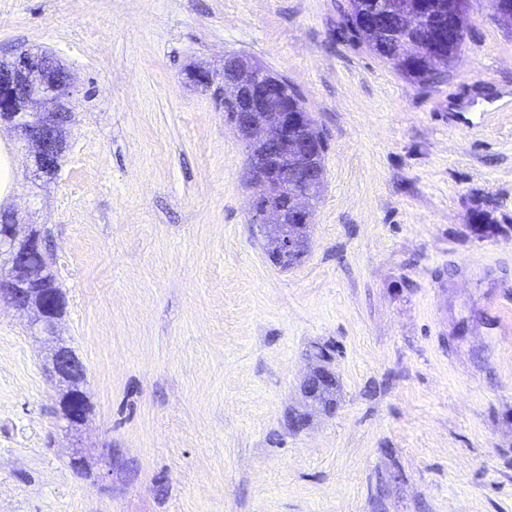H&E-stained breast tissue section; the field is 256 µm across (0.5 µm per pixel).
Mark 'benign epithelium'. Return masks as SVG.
Returning <instances> with one entry per match:
<instances>
[{
  "instance_id": "1",
  "label": "benign epithelium",
  "mask_w": 512,
  "mask_h": 512,
  "mask_svg": "<svg viewBox=\"0 0 512 512\" xmlns=\"http://www.w3.org/2000/svg\"><path fill=\"white\" fill-rule=\"evenodd\" d=\"M432 20L439 38L434 46L437 53L445 54V47L451 45L454 53H459L463 36L455 12H438ZM415 25V17L379 5L361 11L357 28L392 31ZM190 78L203 87L221 79L224 98L236 104L234 127L258 149L248 158L254 186L252 212L266 229L270 257L287 252L301 233L309 231L314 202L323 184L321 175L306 169L303 162L324 149V140L314 134L298 136L302 127L315 128L311 113L289 103L279 84L245 61H224L220 74L198 66ZM73 89L72 75L45 53L25 52L12 61L0 62V124H8L26 142L39 173L55 169L65 152L67 129L73 120L68 107ZM277 193L284 194L278 206L268 199ZM44 250L41 230L31 226L22 231L16 213H0V258L4 259L0 266V300L29 314L31 336L48 345L51 372L60 383L59 412L67 426L77 430L89 414L85 370L59 338L58 325L66 302L60 295L50 298L45 288ZM334 382L332 371L316 367L302 382L304 397L313 400Z\"/></svg>"
}]
</instances>
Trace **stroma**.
Here are the masks:
<instances>
[{
  "instance_id": "obj_1",
  "label": "stroma",
  "mask_w": 512,
  "mask_h": 512,
  "mask_svg": "<svg viewBox=\"0 0 512 512\" xmlns=\"http://www.w3.org/2000/svg\"><path fill=\"white\" fill-rule=\"evenodd\" d=\"M346 3L0 0V60L44 51L75 80L54 176L0 138L91 404L68 430L0 301V512H512V27L471 0L421 84L349 40ZM232 53L288 77L329 144L287 269L245 141L189 78ZM322 345L331 415L301 393Z\"/></svg>"
}]
</instances>
